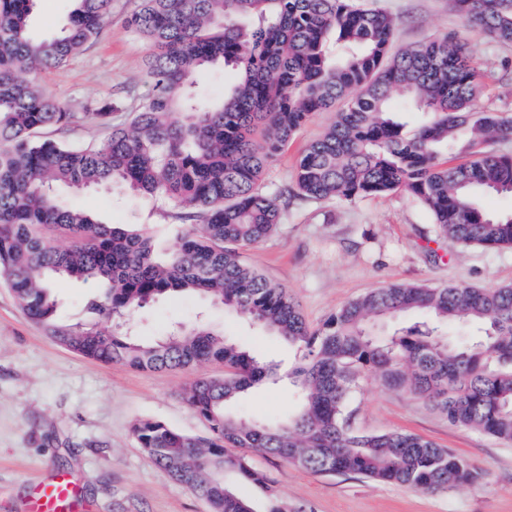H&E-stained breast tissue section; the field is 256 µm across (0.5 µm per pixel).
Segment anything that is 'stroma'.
<instances>
[{
    "label": "stroma",
    "mask_w": 512,
    "mask_h": 512,
    "mask_svg": "<svg viewBox=\"0 0 512 512\" xmlns=\"http://www.w3.org/2000/svg\"><path fill=\"white\" fill-rule=\"evenodd\" d=\"M373 2L396 18L397 46L446 33L465 37L485 73L478 107L512 111V46L471 32L449 0ZM138 6L139 0H112L111 26L66 65L41 76L44 90L74 112L91 100L117 101L122 108L112 121L125 123L147 93L144 63L151 47L127 23ZM334 119V112L316 113L270 162L262 189L292 188L297 157ZM63 198L107 223L139 225L167 247L185 229L165 201L120 187L67 192ZM242 259L287 288L313 325L390 284H512V249L469 247L449 254L426 211L402 193L352 202L292 199L276 231L245 249ZM97 292L91 282L59 283L58 321L110 327V320L95 318L86 308ZM199 321L251 345L278 367V379L239 398L235 413L273 419L295 407L297 390L287 378L298 361L295 351L223 307L195 296H167L132 314L129 323L135 335L154 340L174 326ZM223 374V364L216 362L155 373L90 360L33 324L12 291L0 285V512H25L39 483L55 474L77 482L87 512H209L204 501L151 461L132 427L151 418L187 434H206L182 392L194 378ZM352 407L358 430L423 436L467 458L481 472L480 482L420 494L353 474L310 473L261 452L251 453V465L307 512H512V446L449 426L419 400L385 390L371 376L362 379Z\"/></svg>",
    "instance_id": "1"
}]
</instances>
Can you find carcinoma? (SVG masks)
<instances>
[{
	"label": "carcinoma",
	"mask_w": 512,
	"mask_h": 512,
	"mask_svg": "<svg viewBox=\"0 0 512 512\" xmlns=\"http://www.w3.org/2000/svg\"><path fill=\"white\" fill-rule=\"evenodd\" d=\"M62 32L36 38L34 0H0V281L28 319L89 358L165 372L220 362L222 378L192 381L183 400L208 435L142 419L133 434L150 459L204 500L210 512H302L248 464L252 451L312 473L354 474L419 492L479 481L461 455L422 436L351 427L360 381L407 393L455 427L512 444V285L375 288L310 326L294 297L241 260L281 223L278 195L259 181L311 117L336 121L299 155L296 196L307 200L403 192L423 206L450 247H512V213L490 214L481 195L512 196V113L481 110L483 74L452 34L392 51L397 22L362 0H140L129 25L152 53L148 92L126 125L113 106L90 113L104 136L82 144L41 136L79 119L46 95L37 76L65 65L112 22V0H74ZM477 33L512 44V0H452ZM236 72L223 98L204 105L197 74ZM424 121L405 130L392 95ZM177 113L182 121L173 120ZM122 184L163 199L188 223L170 251L130 225L107 224L57 188ZM59 238L70 246L56 244ZM96 281L90 312L115 323L58 322L55 281ZM206 296L300 352L288 372L299 405L276 419L232 412L243 394L276 376V365L205 325L145 342L119 329L170 293ZM261 489L263 500L234 484Z\"/></svg>",
	"instance_id": "obj_1"
}]
</instances>
